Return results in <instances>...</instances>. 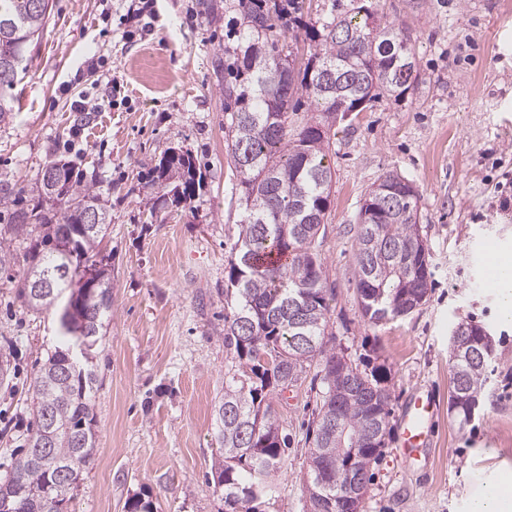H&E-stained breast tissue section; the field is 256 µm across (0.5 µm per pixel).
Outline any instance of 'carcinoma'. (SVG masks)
<instances>
[{"mask_svg":"<svg viewBox=\"0 0 512 512\" xmlns=\"http://www.w3.org/2000/svg\"><path fill=\"white\" fill-rule=\"evenodd\" d=\"M51 0H0V126L13 118V89L26 72L49 16ZM349 0L339 16L303 19L301 0H238L246 45L224 67L226 153L239 176L243 219L224 289V348L235 367L224 372L217 412L224 463L216 472L228 512H258L288 445L270 395L293 384L304 364L321 357L322 402L310 452L311 512H362L365 494L348 496V463L362 490L385 447L390 394L387 372L366 373L327 348L332 289L320 257L331 205L327 162L338 118L418 82L416 30L383 23ZM307 46L304 67L289 58ZM309 118H299L302 98ZM48 161L32 181L0 176V272L18 270L15 294L41 312L68 294L57 315L60 341L40 365L32 388L36 426L27 452L0 482V512H63L82 470L95 455L97 379L92 353L112 316V268L99 245L112 223L97 172L67 161L60 189L47 180ZM151 210L190 204L200 187L193 155L171 147L141 176ZM370 190L359 224L356 295L378 325L406 316L431 285L429 250L420 233V194L392 171ZM276 255L282 261H274ZM47 272L59 281L38 287ZM492 341L481 357L451 352L450 404L461 423L485 383Z\"/></svg>","mask_w":512,"mask_h":512,"instance_id":"cac0c4a2","label":"carcinoma"}]
</instances>
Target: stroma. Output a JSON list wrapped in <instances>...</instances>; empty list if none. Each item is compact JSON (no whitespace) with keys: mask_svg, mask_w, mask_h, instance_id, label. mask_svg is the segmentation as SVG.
I'll return each instance as SVG.
<instances>
[{"mask_svg":"<svg viewBox=\"0 0 512 512\" xmlns=\"http://www.w3.org/2000/svg\"><path fill=\"white\" fill-rule=\"evenodd\" d=\"M384 20L419 33V81L338 121L333 194L320 247L333 288L327 331L358 369L385 365L391 416L372 466L364 512H469L489 484L512 476V321L483 287V247L512 251V0H368ZM53 0L0 128V174L26 182L60 157L96 170L112 222L100 245L112 258V319L94 359L98 438L66 512H224L213 480L224 455L214 415L224 399V284L242 210L226 154L224 63L242 44L237 0ZM219 23H209L208 6ZM95 68H87V58ZM100 104L81 133L75 106ZM171 147L197 160L201 183L179 212L151 213L139 180ZM413 180L432 286L412 314L375 325L356 299V216L386 172ZM485 327L496 358L467 424L450 409L452 333ZM56 343L52 312L16 301L0 274V480L35 424L32 384ZM311 363L283 392L275 417L290 439L259 512H308L309 425L323 385ZM432 394L433 441L410 468L398 454L401 411Z\"/></svg>","mask_w":512,"mask_h":512,"instance_id":"35a3bbf8","label":"stroma"}]
</instances>
